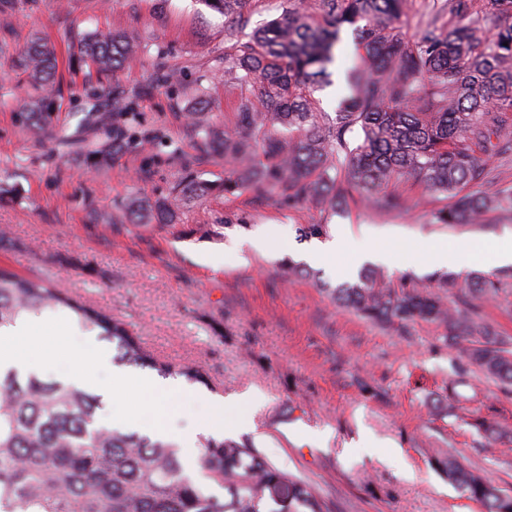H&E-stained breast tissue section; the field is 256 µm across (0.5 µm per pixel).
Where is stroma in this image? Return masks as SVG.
<instances>
[{"mask_svg": "<svg viewBox=\"0 0 512 512\" xmlns=\"http://www.w3.org/2000/svg\"><path fill=\"white\" fill-rule=\"evenodd\" d=\"M97 30H121L147 46L115 82L155 147L119 152L111 166L89 170L71 159L56 128L22 127L29 89L14 60L34 37L56 41L58 125L98 140L79 122L88 112L112 114V91L86 78V65L62 40L68 31ZM229 44L226 19L204 0H17L0 11V228L7 232L0 266L112 314L153 357L203 370V382L187 393L151 399V428L170 440L203 421L223 437L219 403L259 394L251 426L233 440L309 483L328 512H481L438 467L450 454L512 494L511 386L481 376L443 343L438 324L420 321L400 333L337 305L328 287L360 278L347 252L302 275L282 273L312 246L301 235L310 224L393 244L450 243L464 256L459 277L476 271L501 283L496 300L479 310L512 348V266H494L489 247L512 234V211L491 212L480 224H439L433 214L443 196L398 179L387 188L400 201L391 211L357 197L331 211L243 190L189 204L172 224L113 223L128 198L167 192L179 169L174 150L187 143L177 115L195 98L210 100L214 120L234 124L241 89L212 70ZM161 57L182 75L155 89ZM266 224L286 231L274 256L245 245ZM234 241L243 248L228 253ZM447 404L452 414L443 413ZM477 416L497 422L502 437L472 428ZM366 436L376 447H364Z\"/></svg>", "mask_w": 512, "mask_h": 512, "instance_id": "obj_1", "label": "stroma"}]
</instances>
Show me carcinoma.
Returning <instances> with one entry per match:
<instances>
[{
  "label": "carcinoma",
  "mask_w": 512,
  "mask_h": 512,
  "mask_svg": "<svg viewBox=\"0 0 512 512\" xmlns=\"http://www.w3.org/2000/svg\"><path fill=\"white\" fill-rule=\"evenodd\" d=\"M204 2L234 23L230 36L244 28L251 0ZM316 2L310 9L306 0H288L281 16L224 51V72L246 91L235 124L212 123L208 100L179 113L191 152H177L180 169L167 194L127 202L129 220L171 224L186 204L244 189L331 209L359 191L374 206L393 209L399 202L383 188L400 178L448 200L434 213L440 224H476L493 210L512 209L511 186L480 189L486 157L512 150V0H444L441 10L453 23L446 30L429 27L415 40L400 30L409 0ZM345 28L363 48L366 65L347 73L352 94L339 100L330 120L314 92L333 84L329 67ZM73 43L99 75H115L144 50L124 32L82 34ZM15 66L38 90L22 124L50 125L58 99L55 47L36 38ZM180 72L164 66L154 83L168 87ZM115 103L121 123L85 118L107 144L69 141L74 158L89 169L108 165L114 150L151 147L149 136L136 130L132 103ZM217 158L224 159V178L200 179L197 168ZM462 289L485 301L500 292L499 283L479 272L469 274ZM330 294L372 321L438 322L461 356L486 377L512 385V350L499 345L476 311L447 303L441 292L396 288L373 273ZM46 309L73 312L82 328L112 345L119 366L188 384L203 379L195 366L153 360L139 338L103 310L0 270V332ZM103 407L101 395L57 377L15 369L0 375V512H267L266 491L275 480L292 491L293 512H325L310 484L244 443L203 438L198 481L187 474L175 444L105 423ZM437 464L482 512H512L511 494L451 457Z\"/></svg>",
  "instance_id": "obj_1"
}]
</instances>
